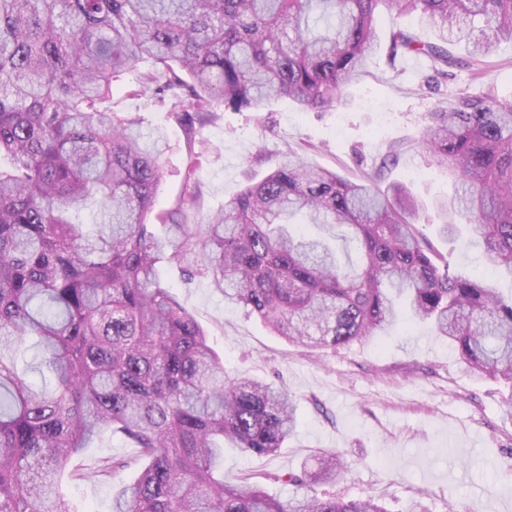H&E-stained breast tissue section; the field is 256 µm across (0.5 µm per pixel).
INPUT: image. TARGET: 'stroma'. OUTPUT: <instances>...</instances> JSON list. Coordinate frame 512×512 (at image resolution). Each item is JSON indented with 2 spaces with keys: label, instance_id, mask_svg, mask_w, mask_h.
<instances>
[{
  "label": "stroma",
  "instance_id": "obj_1",
  "mask_svg": "<svg viewBox=\"0 0 512 512\" xmlns=\"http://www.w3.org/2000/svg\"><path fill=\"white\" fill-rule=\"evenodd\" d=\"M367 70L335 109L301 112L286 100L258 111L218 105L214 119L197 125L191 137L153 97L137 95L136 74L119 77L110 106L167 138L156 208L179 224L208 223L235 191L263 179L302 145H310L312 162L355 179L370 171L389 143H400L403 153L386 169L382 186L400 183L417 196L423 204L417 227L454 271L492 278L511 298L512 279L495 274L475 236L467 232L452 243L438 237L441 218L430 205L452 194L455 182L430 164L420 146L425 115L440 95L469 87L467 74L435 94L419 88L428 72L423 59H401L390 72L377 53ZM189 185L196 202L176 213ZM159 276L204 329L225 370L280 378L295 398L297 425L285 448L268 457L225 448V481L260 475L262 487L285 502L301 490L274 482V475L300 472L319 452L336 450L350 465L336 495H370L388 512H512V416L504 410L512 387L473 376L425 325L402 322L316 356L226 303L209 279L186 267L165 261ZM135 475L131 468L111 480L70 478L62 495L72 512H112L115 492Z\"/></svg>",
  "mask_w": 512,
  "mask_h": 512
}]
</instances>
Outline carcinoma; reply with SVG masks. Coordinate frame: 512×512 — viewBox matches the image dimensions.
<instances>
[{
	"label": "carcinoma",
	"instance_id": "carcinoma-1",
	"mask_svg": "<svg viewBox=\"0 0 512 512\" xmlns=\"http://www.w3.org/2000/svg\"><path fill=\"white\" fill-rule=\"evenodd\" d=\"M381 7L395 20L390 69L422 57L429 89L459 72L480 85L428 113L421 144L462 185L437 203L440 236L471 227L488 264L512 278V95L487 80L495 48L512 41V0H0V155L10 159L0 168V512H71L64 478L113 477L132 464L138 475L112 512H386L370 496L317 492L347 472L336 451L272 477L309 488L286 503L254 474L224 482V443L275 455L296 409L275 383L224 370L162 285L164 259L311 352L362 342L404 313L448 339L474 375L512 385V301L482 276L450 271L412 224L419 204L407 187L378 186L401 144L356 181L293 152L211 222L171 224L159 240L147 219L164 137L104 109L117 77L137 72L190 136L216 102L329 110L381 49ZM413 13L441 40L407 30ZM349 231L357 266L332 245ZM29 339L52 382L18 371ZM105 433L127 438L137 457L69 469Z\"/></svg>",
	"mask_w": 512,
	"mask_h": 512
}]
</instances>
